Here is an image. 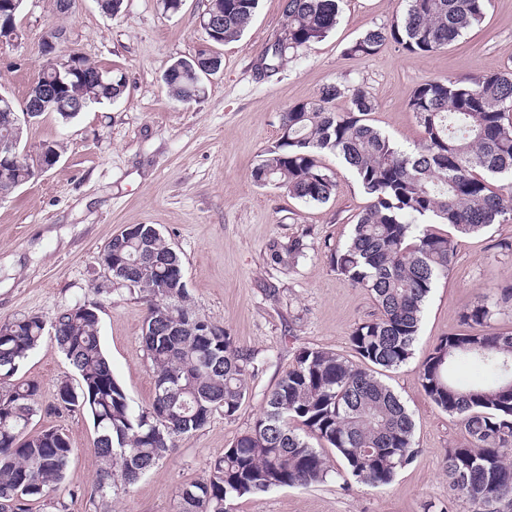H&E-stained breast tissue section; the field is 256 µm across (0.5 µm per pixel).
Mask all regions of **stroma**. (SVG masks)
<instances>
[{
    "label": "stroma",
    "mask_w": 512,
    "mask_h": 512,
    "mask_svg": "<svg viewBox=\"0 0 512 512\" xmlns=\"http://www.w3.org/2000/svg\"><path fill=\"white\" fill-rule=\"evenodd\" d=\"M209 0H183L164 13L161 0H123L108 16L97 0H76L60 13L56 0H24L20 35L0 44V94L22 102L44 59L39 46L52 29L63 53L122 72L125 94L95 104L69 123L44 113L24 131L22 151L43 143L62 149L51 169L0 198V320H51L77 303L97 305L102 347L133 408L153 396V370L141 340L145 306L99 263L112 237L129 224L155 226L179 254L195 309L234 336L255 358L249 393L230 418L214 415L177 439L173 450L130 490L94 491L91 419L79 412H39L34 430L55 427L74 448L67 477L31 512H177L179 491L207 476L211 461L252 430L267 395L305 347L351 356L354 327L377 312L368 291L332 269L368 204L356 176L333 153L320 156L337 189L323 204L305 203L251 172L280 136L289 106L317 99L324 84L364 87L376 101L368 124L399 147H413L422 129L408 100L428 79H468L512 71V0H488L482 21L447 48L410 54L388 43L356 58L349 47L374 26L390 23L401 0H343L335 28L322 41L286 55L275 72L258 60L282 31V0H260L249 29L211 46L199 19ZM214 48L220 69L203 79L205 92L185 103L170 97L163 74L172 61ZM512 223L457 238L448 275L425 305L415 354L384 380L414 420L417 453L392 483L351 482L335 449L325 483L247 495L232 512H464L448 486L445 455L467 437L456 416L431 403L419 384L421 365L442 338L463 332L465 315L498 287L512 283ZM53 402L71 368L53 339H44L19 370Z\"/></svg>",
    "instance_id": "obj_1"
}]
</instances>
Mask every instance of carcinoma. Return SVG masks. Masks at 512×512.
<instances>
[{"instance_id":"carcinoma-1","label":"carcinoma","mask_w":512,"mask_h":512,"mask_svg":"<svg viewBox=\"0 0 512 512\" xmlns=\"http://www.w3.org/2000/svg\"><path fill=\"white\" fill-rule=\"evenodd\" d=\"M259 0H210L207 15H224L210 36L217 45L249 27ZM342 0H283V33L262 55L274 71L290 50L319 41L336 26ZM402 15L369 28L349 48L365 58L387 42L409 53H433L480 23L486 0H404ZM169 94L191 102L203 92L193 59H178L164 73ZM84 107L112 102L126 91L114 74L88 84ZM347 101L343 110L332 108ZM422 128L410 150L395 146L364 123L376 102L361 86L326 84L315 101L282 113V134L252 177L306 203H325L336 191L335 174L318 156L334 152L356 176L369 204L350 239L330 253L333 270L370 291L378 315L349 336L359 362L305 347L269 393L251 431L211 462L206 478L183 486L178 512H230L229 502L284 487L323 483L332 472L316 438L336 450L352 478L378 487L416 455L413 419L378 372L396 370L413 355L426 299L448 275L458 235L477 234L512 221V73L459 81L425 80L408 102ZM33 179L25 165L0 169V195ZM492 179L505 183L494 186ZM435 224L448 225L441 233ZM145 240L157 258L173 247L151 224H135L126 240L111 241L100 264L146 304L142 342L153 366L154 394L132 409L100 341L98 308L75 304L50 322L38 316L0 321V512H30V504L66 477L73 448L62 431L34 435L28 427L40 410V384L19 379L25 360L51 330L76 382L57 387L52 410L82 412L96 431L95 492L125 493L164 459L175 439L193 434L221 412L233 417L248 394L253 358L230 332L199 315L187 284L172 281L166 266L134 279L125 264L138 260ZM512 303V284L496 301L474 306L464 324L479 330L439 340L425 358L419 382L439 409L457 416L468 437L445 459L448 486L465 512L512 508V331L491 325L493 308ZM481 365L490 377L461 386L452 378L461 365Z\"/></svg>"}]
</instances>
